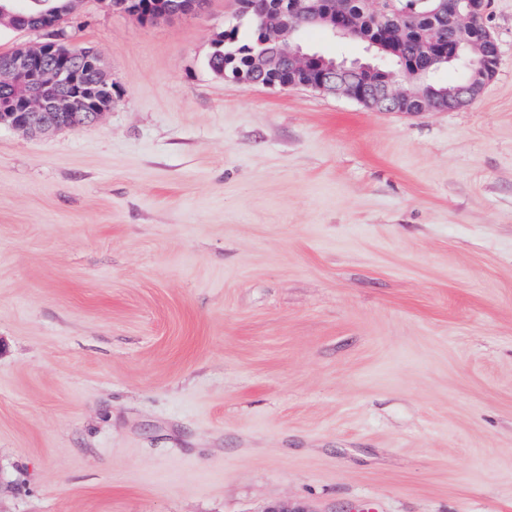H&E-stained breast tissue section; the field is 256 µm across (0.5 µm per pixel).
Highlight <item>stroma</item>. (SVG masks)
Returning a JSON list of instances; mask_svg holds the SVG:
<instances>
[{
  "label": "stroma",
  "instance_id": "1",
  "mask_svg": "<svg viewBox=\"0 0 512 512\" xmlns=\"http://www.w3.org/2000/svg\"><path fill=\"white\" fill-rule=\"evenodd\" d=\"M236 0H81L110 112L0 127V512H512V0L458 111L217 75ZM113 12L128 14L137 19L157 23L172 18L190 15L201 11L207 1L201 0H167L160 3H153V13L144 10L141 0H104Z\"/></svg>",
  "mask_w": 512,
  "mask_h": 512
}]
</instances>
